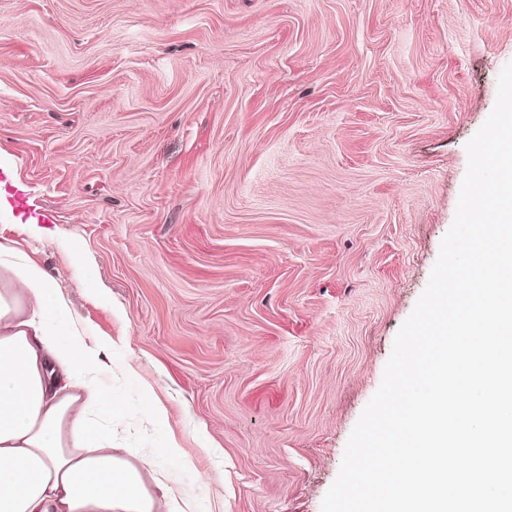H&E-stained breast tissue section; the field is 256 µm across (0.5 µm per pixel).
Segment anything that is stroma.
I'll use <instances>...</instances> for the list:
<instances>
[{"mask_svg":"<svg viewBox=\"0 0 512 512\" xmlns=\"http://www.w3.org/2000/svg\"><path fill=\"white\" fill-rule=\"evenodd\" d=\"M510 62L512 0H0V159L55 216L0 242L185 512H321Z\"/></svg>","mask_w":512,"mask_h":512,"instance_id":"1","label":"stroma"}]
</instances>
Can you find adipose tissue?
<instances>
[{
  "label": "adipose tissue",
  "mask_w": 512,
  "mask_h": 512,
  "mask_svg": "<svg viewBox=\"0 0 512 512\" xmlns=\"http://www.w3.org/2000/svg\"><path fill=\"white\" fill-rule=\"evenodd\" d=\"M0 269V512H183L112 446L108 347H88L54 282L3 242Z\"/></svg>",
  "instance_id": "obj_1"
}]
</instances>
